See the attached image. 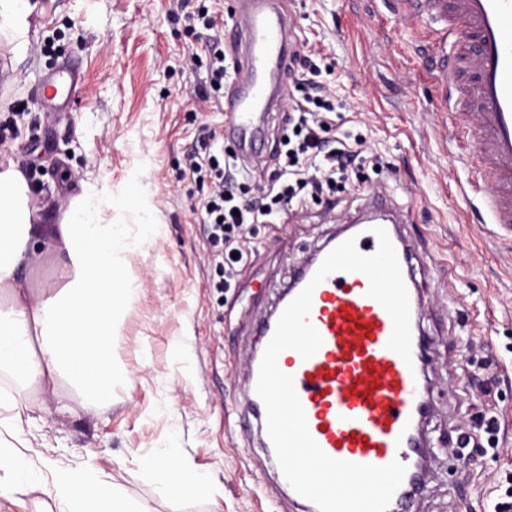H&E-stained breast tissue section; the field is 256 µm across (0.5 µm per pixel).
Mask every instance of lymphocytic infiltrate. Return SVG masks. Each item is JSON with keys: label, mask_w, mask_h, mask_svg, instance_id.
<instances>
[{"label": "lymphocytic infiltrate", "mask_w": 512, "mask_h": 512, "mask_svg": "<svg viewBox=\"0 0 512 512\" xmlns=\"http://www.w3.org/2000/svg\"><path fill=\"white\" fill-rule=\"evenodd\" d=\"M299 64L308 69L310 76L300 80V97L287 105L293 134L284 139V149L268 177L256 178L240 164L236 153L219 146L218 134L206 126L185 156L189 173L204 175L211 184L199 208L212 259L222 271L218 287H230L246 264L250 248L245 233L249 225L279 223L284 210L326 201L343 192L362 152V139L348 133L331 136L330 114L335 107L329 88L313 80L317 66L312 60L305 57ZM202 65L193 57L185 63L191 74ZM203 66L207 68L206 80L186 85L189 98L204 99L209 91L224 87L228 74L224 52H214Z\"/></svg>", "instance_id": "f902f5d3"}]
</instances>
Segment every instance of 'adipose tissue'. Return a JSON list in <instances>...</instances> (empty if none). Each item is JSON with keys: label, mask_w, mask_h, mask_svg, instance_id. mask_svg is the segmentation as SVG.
Here are the masks:
<instances>
[{"label": "adipose tissue", "mask_w": 512, "mask_h": 512, "mask_svg": "<svg viewBox=\"0 0 512 512\" xmlns=\"http://www.w3.org/2000/svg\"><path fill=\"white\" fill-rule=\"evenodd\" d=\"M98 194L86 191L62 210L50 233L32 226L28 184L14 162H0V376L13 391L0 393V498L38 490L54 512H140L112 482L85 466L60 464L51 472L32 465L24 452L26 407L20 393L70 383L87 402L112 396L121 373L112 359L115 323L135 296L124 287L121 255L127 248L122 225L103 223ZM47 237L63 266L60 288H32L19 270ZM157 491L171 501L208 499L217 493L191 471L177 452L166 450L146 462Z\"/></svg>", "instance_id": "1"}]
</instances>
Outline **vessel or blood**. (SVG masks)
<instances>
[{"instance_id":"obj_1","label":"vessel or blood","mask_w":512,"mask_h":512,"mask_svg":"<svg viewBox=\"0 0 512 512\" xmlns=\"http://www.w3.org/2000/svg\"><path fill=\"white\" fill-rule=\"evenodd\" d=\"M401 21L427 29L440 46L442 86L466 140L463 160H479L495 173L485 199L491 223L512 228V0H387ZM226 45L243 59L244 74L227 97L224 136L240 149H253L259 132L257 107L271 109L288 96L287 67L297 50L288 0H244L242 20L224 31ZM52 86L70 102L81 89L79 65L65 63ZM396 250L410 300L411 362L387 347L392 320L368 296L360 272H336L313 291L310 323L323 344L309 359L294 350L278 357L279 369L294 378L309 432L330 457L384 466L401 462L406 472L387 512H411L425 487L423 424L431 404L423 379L429 344L419 325L420 283L414 252L392 220L381 223ZM355 238L365 255L376 252L372 224H347L328 242L336 247ZM259 362H252L246 399L253 417L266 409L256 392Z\"/></svg>"}]
</instances>
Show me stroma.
Here are the masks:
<instances>
[{
  "mask_svg": "<svg viewBox=\"0 0 512 512\" xmlns=\"http://www.w3.org/2000/svg\"><path fill=\"white\" fill-rule=\"evenodd\" d=\"M29 49L0 37V159L33 183L37 224H55L64 202L99 192L105 222L124 224L135 245L124 259L138 296L117 325L114 359L133 378L110 403L86 405L69 383L29 391L37 467L86 465L144 502L171 512L145 473L175 449L218 488L180 512H292L248 418L244 389L258 346L256 325L275 309L304 259L364 213L372 189L393 190L400 231L432 265L418 269L421 326L431 344L428 486L416 512H493L512 486V235L488 221L491 183L461 160L463 138L443 112L436 45L416 40L382 0H288L299 53L329 85L338 131L363 138L360 187L337 204L312 203L278 224H255L254 252L237 285L217 291L216 266L196 206L206 184L185 171L201 127L224 128L223 99L184 95L224 46L240 0H29ZM205 14L207 30L187 15ZM202 62L196 74L183 64ZM84 72L66 111L36 106L42 81L63 62ZM137 205H124L128 195ZM152 228L141 241L143 228ZM497 420L496 451L462 463L460 430Z\"/></svg>",
  "mask_w": 512,
  "mask_h": 512,
  "instance_id": "1",
  "label": "stroma"
}]
</instances>
